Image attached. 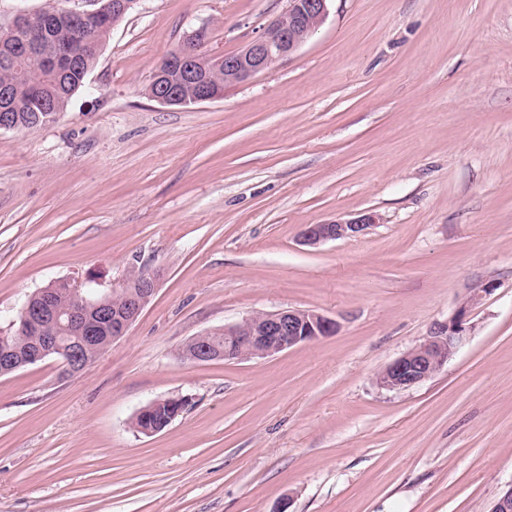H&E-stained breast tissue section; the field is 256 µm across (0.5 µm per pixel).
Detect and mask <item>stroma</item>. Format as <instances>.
<instances>
[{
  "mask_svg": "<svg viewBox=\"0 0 512 512\" xmlns=\"http://www.w3.org/2000/svg\"><path fill=\"white\" fill-rule=\"evenodd\" d=\"M287 0H137L55 122L0 130V329L64 279L160 274L82 375L0 377V512H489L512 488V0H331L223 98L151 99L199 26L243 49ZM368 211L356 239L305 225ZM495 289L430 380L376 375ZM336 332L263 359L181 346L255 311ZM186 409L146 436L156 399Z\"/></svg>",
  "mask_w": 512,
  "mask_h": 512,
  "instance_id": "35a3bbf8",
  "label": "stroma"
}]
</instances>
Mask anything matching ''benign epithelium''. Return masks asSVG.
Wrapping results in <instances>:
<instances>
[{
	"label": "benign epithelium",
	"instance_id": "obj_1",
	"mask_svg": "<svg viewBox=\"0 0 512 512\" xmlns=\"http://www.w3.org/2000/svg\"><path fill=\"white\" fill-rule=\"evenodd\" d=\"M79 7L58 6L38 14L19 15L13 28L35 32L66 22L79 37L87 19L112 11V24L119 23L137 0H79ZM330 0H288L283 14L257 39L239 52L211 56L204 48L206 28L193 30L167 56L152 68L150 97L166 106L189 105L220 99L224 89L250 81L274 64L294 54L323 23ZM47 58L59 71L71 66L79 56L77 45L57 41L46 48ZM12 90L9 84L0 85V130H14L11 110ZM374 224L375 216L362 214L354 218L336 219L325 224H308L302 230V241L315 246L330 240L357 238ZM159 274L134 272L111 289L94 294L83 282H66L70 297L78 306L61 310L56 305L60 290L56 283L38 290L35 300L27 301L0 332V376L20 368L36 365L52 356L59 361L61 377L81 374L104 353L97 343L99 333L112 330V341L125 336L156 292ZM491 286L472 290L456 313L446 322L433 326L430 334L419 344L389 363L378 375L377 384L387 390H407L435 376L448 359L463 344L467 319L472 307L478 305ZM61 322L66 332H75V340L66 336H39L25 349L16 346V338L31 336L45 327ZM336 330V322L309 310L288 309L275 312H256L240 322L215 328L189 340L181 349L183 359L202 363L224 359H260L308 343ZM224 337V347L211 344L210 337ZM168 408L171 416L183 410L180 398L153 401L142 409L149 414L158 406Z\"/></svg>",
	"mask_w": 512,
	"mask_h": 512
}]
</instances>
